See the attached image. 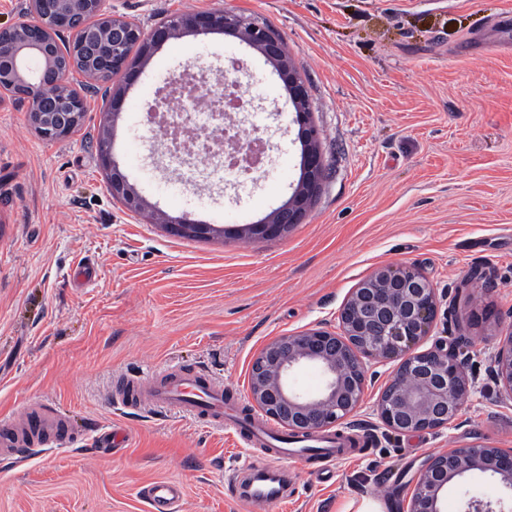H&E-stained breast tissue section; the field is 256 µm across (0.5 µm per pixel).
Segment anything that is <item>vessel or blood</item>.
I'll return each instance as SVG.
<instances>
[{
	"label": "vessel or blood",
	"instance_id": "vessel-or-blood-1",
	"mask_svg": "<svg viewBox=\"0 0 512 512\" xmlns=\"http://www.w3.org/2000/svg\"><path fill=\"white\" fill-rule=\"evenodd\" d=\"M120 396L134 406L177 411L220 426L224 423V386L201 371L168 367L152 372L150 379L127 378L119 386ZM73 431L69 422L51 409L26 411L22 418H0V457L27 460L34 445L67 447ZM362 446L350 445L345 435L320 437L317 446L301 454L316 473H325L329 462L338 457L360 455ZM144 494L151 512H175L182 496L181 487L171 481H156Z\"/></svg>",
	"mask_w": 512,
	"mask_h": 512
}]
</instances>
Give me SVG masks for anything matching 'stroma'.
<instances>
[{
    "mask_svg": "<svg viewBox=\"0 0 512 512\" xmlns=\"http://www.w3.org/2000/svg\"><path fill=\"white\" fill-rule=\"evenodd\" d=\"M114 17L151 33L192 11L232 13L281 36L303 80L325 158L305 223L281 236L181 238L113 199L100 165L99 128L111 105L88 91L70 137L48 141L27 102L0 99V416L49 402L76 441L30 462L0 460V512H150L144 489L168 480L178 512H254L231 491L248 465L287 470L288 497L263 512H342L361 496L397 498L407 512L429 455L489 444L512 448V399L491 375L512 333V0H105ZM251 111L236 114L267 141L251 177L170 166L163 140L140 115L187 65L212 85L224 67ZM127 92L132 105L111 152L161 210L226 228L264 218L300 178L301 143L274 68L246 44L212 33L154 51ZM96 267L75 287L81 259ZM414 266L439 301L429 339L459 342L472 393L448 425L394 433L375 403L399 359L368 362L363 402L338 433L367 452L341 457L329 477L304 458L263 459L228 427L172 411L136 412L114 395L118 378L198 366L255 422L267 417L249 387L258 352L318 326L339 331L351 292L381 267ZM123 427L119 453L94 452L100 433Z\"/></svg>",
    "mask_w": 512,
    "mask_h": 512,
    "instance_id": "1",
    "label": "stroma"
}]
</instances>
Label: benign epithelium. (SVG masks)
Segmentation results:
<instances>
[{"label":"benign epithelium","instance_id":"benign-epithelium-1","mask_svg":"<svg viewBox=\"0 0 512 512\" xmlns=\"http://www.w3.org/2000/svg\"><path fill=\"white\" fill-rule=\"evenodd\" d=\"M104 0H29V20L0 28V91L22 98L31 106L41 136L65 139L75 132L86 102L81 92L67 81L77 64L89 66L95 80L107 83L112 72L102 63L117 56L129 41L141 44L148 56L155 46L179 40L188 34H205L218 29L259 52L288 86L293 101V122L302 142L301 179L289 199L258 224L244 225L235 234L251 240L281 235L308 217L325 168L318 132L305 84L283 50L280 35L230 14L197 12L175 18L151 34L144 35L133 23L114 18L103 10ZM75 30L79 55L61 57L55 32ZM53 85L56 92L43 94ZM126 89L112 91V111L104 113L102 141L111 136ZM108 171L112 197L128 210L162 225L180 237L224 234V228L198 224L187 216H170L159 210L130 183L109 150L101 153ZM438 304L434 289L418 269L382 267L356 288L340 312L342 333L312 328L280 336L255 357L250 372L252 400L259 410L281 422L292 433L312 435L359 407L367 380V361L401 356L395 377L382 391L376 413L390 429L415 433L439 429L453 419L468 401L471 385L459 353L442 341L429 349L413 352L411 347L429 335ZM305 364L318 366L325 382L313 394L290 385L292 373ZM497 384L512 397V333L494 356ZM490 472L512 489V450L489 445L454 448L429 456L419 474L410 512H442L443 492L455 478L468 472Z\"/></svg>","mask_w":512,"mask_h":512}]
</instances>
